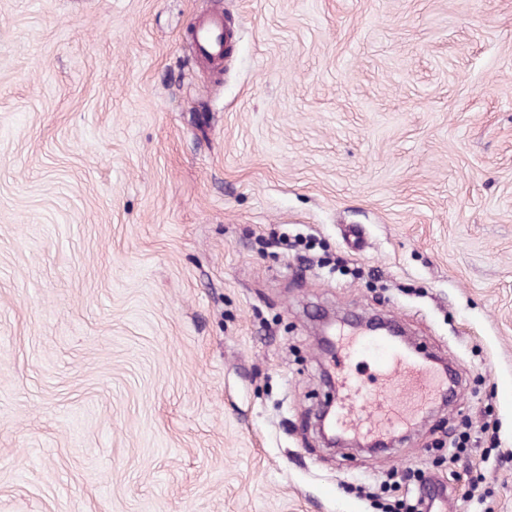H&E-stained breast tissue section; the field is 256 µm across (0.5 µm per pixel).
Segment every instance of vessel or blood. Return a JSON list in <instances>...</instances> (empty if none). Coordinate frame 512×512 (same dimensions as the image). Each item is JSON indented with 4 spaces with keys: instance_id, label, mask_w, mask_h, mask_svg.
<instances>
[{
    "instance_id": "1",
    "label": "vessel or blood",
    "mask_w": 512,
    "mask_h": 512,
    "mask_svg": "<svg viewBox=\"0 0 512 512\" xmlns=\"http://www.w3.org/2000/svg\"><path fill=\"white\" fill-rule=\"evenodd\" d=\"M232 40L223 15L210 16L194 34L201 59H219ZM376 363V380L367 383L357 369L363 356ZM336 375L333 425L337 434L374 446H384L387 436L413 421L427 403L454 395V382L441 373L428 356L408 350L395 334L376 336L336 334L330 351ZM420 492L424 512H448V486L435 477L427 478Z\"/></svg>"
}]
</instances>
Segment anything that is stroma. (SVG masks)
Segmentation results:
<instances>
[{
    "mask_svg": "<svg viewBox=\"0 0 512 512\" xmlns=\"http://www.w3.org/2000/svg\"><path fill=\"white\" fill-rule=\"evenodd\" d=\"M324 311L459 401L326 446ZM404 470L512 512V0H0V512H372ZM223 15L210 16L199 24L194 34L197 56L201 59H220L232 40V32L227 31Z\"/></svg>",
    "mask_w": 512,
    "mask_h": 512,
    "instance_id": "obj_1",
    "label": "stroma"
}]
</instances>
